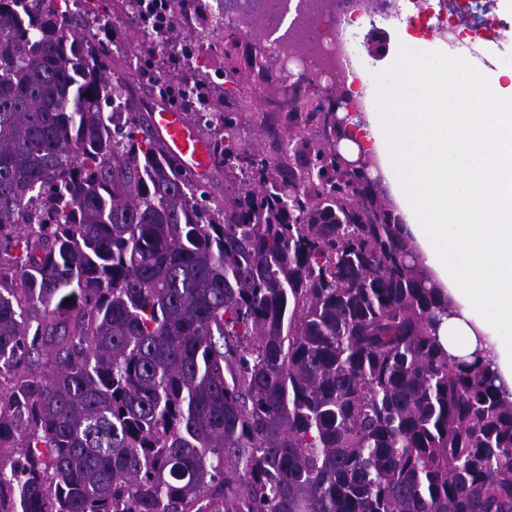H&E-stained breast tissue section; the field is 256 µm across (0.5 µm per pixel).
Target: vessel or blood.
<instances>
[{
  "label": "vessel or blood",
  "mask_w": 512,
  "mask_h": 512,
  "mask_svg": "<svg viewBox=\"0 0 512 512\" xmlns=\"http://www.w3.org/2000/svg\"><path fill=\"white\" fill-rule=\"evenodd\" d=\"M155 131L165 149L197 177H206L212 168L209 143L193 123L180 111L155 107L152 114Z\"/></svg>",
  "instance_id": "vessel-or-blood-1"
}]
</instances>
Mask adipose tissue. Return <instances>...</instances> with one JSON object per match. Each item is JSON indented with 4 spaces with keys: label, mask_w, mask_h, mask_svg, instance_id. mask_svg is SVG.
<instances>
[{
    "label": "adipose tissue",
    "mask_w": 512,
    "mask_h": 512,
    "mask_svg": "<svg viewBox=\"0 0 512 512\" xmlns=\"http://www.w3.org/2000/svg\"><path fill=\"white\" fill-rule=\"evenodd\" d=\"M432 59L404 77L386 113L348 130L342 153H374L425 267L448 293L455 313L439 334L450 354L477 343L489 349L512 390V70L510 85L463 91ZM435 97L406 106L417 83Z\"/></svg>",
    "instance_id": "adipose-tissue-1"
}]
</instances>
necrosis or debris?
I'll return each instance as SVG.
<instances>
[{"instance_id": "necrosis-or-debris-1", "label": "necrosis or debris", "mask_w": 512, "mask_h": 512, "mask_svg": "<svg viewBox=\"0 0 512 512\" xmlns=\"http://www.w3.org/2000/svg\"><path fill=\"white\" fill-rule=\"evenodd\" d=\"M419 0H394L384 8L380 0H328L326 7L308 15L301 0H253L244 10L243 0H216L214 23L222 30L237 31L254 42L262 57L274 67L303 76L307 73L332 81H350L351 97L361 111H375L380 82L370 74L363 49L362 31L380 24L395 27L410 22ZM426 28L441 35L450 50L476 53L486 46L488 32L512 29V20L491 7L489 0H465L471 23L455 24L437 0H426Z\"/></svg>"}]
</instances>
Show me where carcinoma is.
Listing matches in <instances>:
<instances>
[{"label":"carcinoma","instance_id":"carcinoma-1","mask_svg":"<svg viewBox=\"0 0 512 512\" xmlns=\"http://www.w3.org/2000/svg\"><path fill=\"white\" fill-rule=\"evenodd\" d=\"M24 2L0 0V512H512V398L442 345L387 189L323 138L240 144L223 90L148 64L205 108L212 199L112 42Z\"/></svg>","mask_w":512,"mask_h":512}]
</instances>
